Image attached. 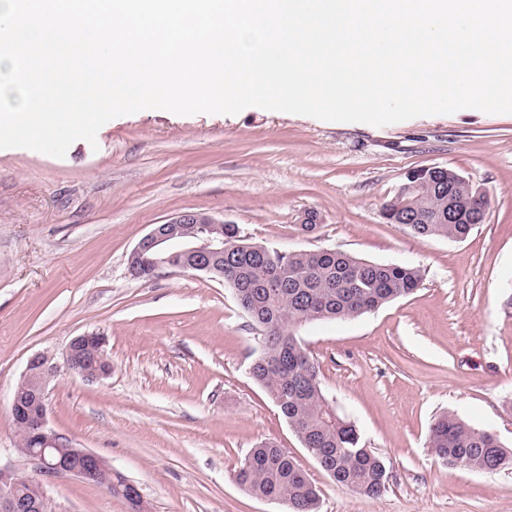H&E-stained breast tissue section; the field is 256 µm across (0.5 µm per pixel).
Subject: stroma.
Here are the masks:
<instances>
[{"instance_id":"35a3bbf8","label":"stroma","mask_w":512,"mask_h":512,"mask_svg":"<svg viewBox=\"0 0 512 512\" xmlns=\"http://www.w3.org/2000/svg\"><path fill=\"white\" fill-rule=\"evenodd\" d=\"M435 166L488 200L463 240L419 238L382 217L408 171ZM184 211L284 251L421 270L413 295L299 330L327 397L386 462L382 497L336 485L303 448L250 374L261 342L222 280L129 277L138 241ZM307 211L320 217L311 232ZM86 332L106 336L112 373L89 382L60 370L49 424L133 481L148 512H287L235 478L265 441L315 481L319 512H512V469L449 467L427 446L450 411L512 448V114L466 108L376 127L258 107L147 109L109 120L62 158L0 149V463L19 475L32 467L15 452L10 402L27 362L62 357ZM48 494L57 512H128L71 477Z\"/></svg>"}]
</instances>
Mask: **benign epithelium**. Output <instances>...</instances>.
Masks as SVG:
<instances>
[{"instance_id":"7a95c632","label":"benign epithelium","mask_w":512,"mask_h":512,"mask_svg":"<svg viewBox=\"0 0 512 512\" xmlns=\"http://www.w3.org/2000/svg\"><path fill=\"white\" fill-rule=\"evenodd\" d=\"M185 224H203L207 235L189 236L183 231ZM223 224L224 220L202 212L174 214L154 225L140 239L130 253L127 265L141 263L156 272L176 268L211 275L217 272V262L224 259V233L220 231ZM176 255L183 257V263L178 266L172 262ZM104 345L105 337L98 333L73 338L63 355V366L91 382L108 376L112 364L107 359ZM58 369L48 355H34L22 378L24 390L12 396V420L27 428L36 447L27 449L25 455V461L32 465V475L20 477L12 466L0 465V512H41L48 497L46 487L57 478L74 477L94 483L103 477L110 479L118 475L101 455L76 446L49 426L47 388ZM124 484L131 487L125 497L130 512H146L137 485L127 478Z\"/></svg>"}]
</instances>
